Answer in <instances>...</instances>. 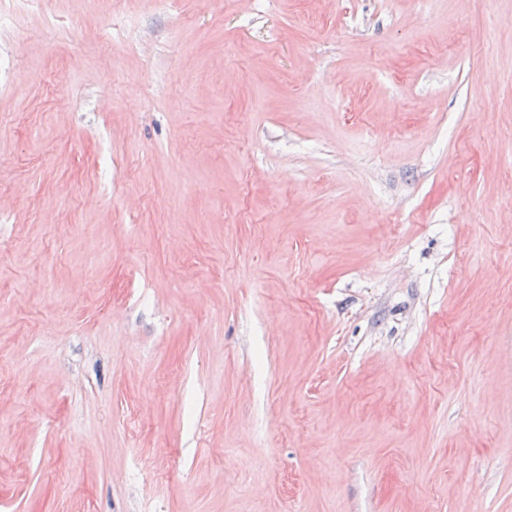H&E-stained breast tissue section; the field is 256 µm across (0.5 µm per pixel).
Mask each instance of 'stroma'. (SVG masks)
<instances>
[{"label":"stroma","instance_id":"stroma-1","mask_svg":"<svg viewBox=\"0 0 512 512\" xmlns=\"http://www.w3.org/2000/svg\"><path fill=\"white\" fill-rule=\"evenodd\" d=\"M0 14V512H512V0Z\"/></svg>","mask_w":512,"mask_h":512}]
</instances>
